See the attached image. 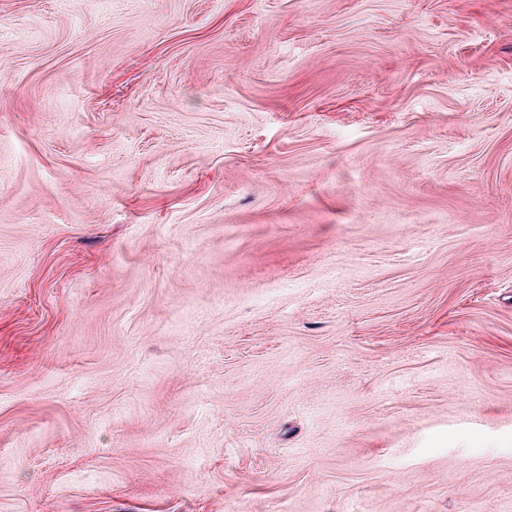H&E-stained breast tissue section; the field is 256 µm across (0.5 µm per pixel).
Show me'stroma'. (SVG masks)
Returning a JSON list of instances; mask_svg holds the SVG:
<instances>
[{
    "label": "stroma",
    "mask_w": 512,
    "mask_h": 512,
    "mask_svg": "<svg viewBox=\"0 0 512 512\" xmlns=\"http://www.w3.org/2000/svg\"><path fill=\"white\" fill-rule=\"evenodd\" d=\"M0 512H512V0H0Z\"/></svg>",
    "instance_id": "35a3bbf8"
}]
</instances>
